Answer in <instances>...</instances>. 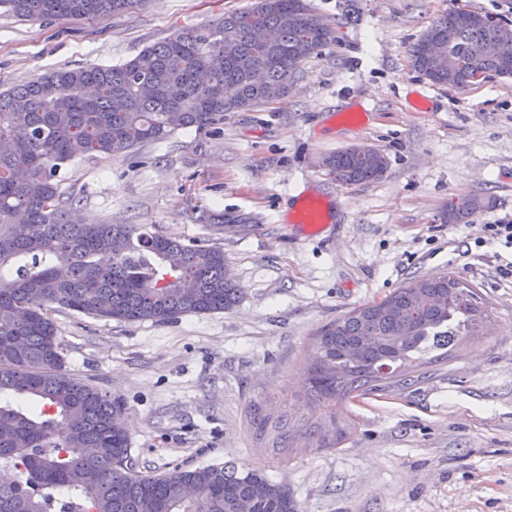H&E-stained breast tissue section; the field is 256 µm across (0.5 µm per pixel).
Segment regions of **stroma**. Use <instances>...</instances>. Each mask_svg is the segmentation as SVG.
I'll return each instance as SVG.
<instances>
[{
  "label": "stroma",
  "instance_id": "1",
  "mask_svg": "<svg viewBox=\"0 0 512 512\" xmlns=\"http://www.w3.org/2000/svg\"><path fill=\"white\" fill-rule=\"evenodd\" d=\"M248 0H147L93 20H23L0 8V87L60 67L113 66L178 29L213 24ZM336 40L300 67L292 91L219 129L176 132L118 158H78L57 177L91 224H141L223 248L243 290L229 311L119 323L53 307L70 373L124 403L138 470L225 462L264 467L298 512H512V261L476 246L512 224V77L431 84L409 49L433 20L472 10L512 22V0H310ZM377 149V181L346 184L323 165ZM323 198L318 233L293 220ZM485 209L448 224L449 201ZM455 273L488 301L490 322L405 384L314 403L303 356L313 331L411 277ZM354 428L340 448L259 450L247 410Z\"/></svg>",
  "mask_w": 512,
  "mask_h": 512
}]
</instances>
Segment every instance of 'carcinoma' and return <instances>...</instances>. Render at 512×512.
I'll use <instances>...</instances> for the list:
<instances>
[{
  "label": "carcinoma",
  "instance_id": "1",
  "mask_svg": "<svg viewBox=\"0 0 512 512\" xmlns=\"http://www.w3.org/2000/svg\"><path fill=\"white\" fill-rule=\"evenodd\" d=\"M145 0H0L26 20H92ZM277 37L257 45L253 27ZM336 41L308 0H254L215 25L185 29L119 66L59 68L0 91V512H297L288 486L264 469L226 464L141 474L129 455L123 404L64 368L53 305L109 321L168 322L232 309L241 298L224 250L184 243L138 224H85L60 198L57 174L79 157H118L194 127L213 128L286 94L299 66ZM500 44L490 17H437L411 45L432 84L465 88L495 73L512 76V42ZM344 183H369L387 168L353 146L325 159ZM484 206H452L456 223ZM488 302L450 271L414 276L378 301L320 326L306 358L309 396L355 400L404 383L423 363L479 331ZM252 436L277 432L275 447L299 439L335 448L350 428H291L260 403Z\"/></svg>",
  "mask_w": 512,
  "mask_h": 512
}]
</instances>
